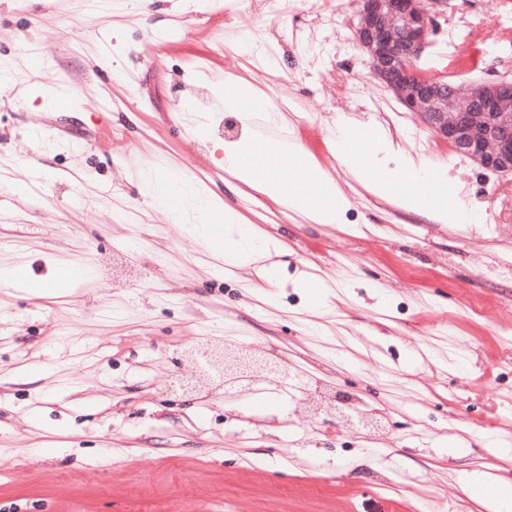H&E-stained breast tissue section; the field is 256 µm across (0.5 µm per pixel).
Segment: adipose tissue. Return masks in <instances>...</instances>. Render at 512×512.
<instances>
[{
  "label": "adipose tissue",
  "mask_w": 512,
  "mask_h": 512,
  "mask_svg": "<svg viewBox=\"0 0 512 512\" xmlns=\"http://www.w3.org/2000/svg\"><path fill=\"white\" fill-rule=\"evenodd\" d=\"M332 147L347 169L358 174L369 169L376 177L369 185L372 193L392 196L404 210L425 213L436 223L463 226L478 223V216L468 212L462 203H449L446 172L433 170L422 158L406 157L399 170L384 167L385 156L394 151L393 140L384 130H376L365 154H358L348 124L337 125L332 136ZM276 156H267L265 164L246 163L238 151L224 154L225 170L271 198H285L289 209L304 213L316 224L341 223L348 200L335 180L317 166H306L300 184L291 192H283L277 180L265 177L264 169H277ZM428 185L430 199L405 190L408 182ZM194 230L204 239L220 235L224 238V262L231 266H246L266 257L277 248L276 242L259 235L252 226L243 224L233 214H225L223 224H198Z\"/></svg>",
  "instance_id": "1"
}]
</instances>
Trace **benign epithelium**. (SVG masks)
I'll return each instance as SVG.
<instances>
[{
	"mask_svg": "<svg viewBox=\"0 0 512 512\" xmlns=\"http://www.w3.org/2000/svg\"><path fill=\"white\" fill-rule=\"evenodd\" d=\"M435 28L434 15L415 0H363L358 42L370 65L409 112L479 166L512 175V81L482 83L460 103L448 80L417 69ZM282 365L246 357L234 378L262 375L276 379Z\"/></svg>",
	"mask_w": 512,
	"mask_h": 512,
	"instance_id": "benign-epithelium-1",
	"label": "benign epithelium"
}]
</instances>
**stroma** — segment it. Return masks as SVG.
Here are the masks:
<instances>
[{"instance_id": "stroma-1", "label": "stroma", "mask_w": 512, "mask_h": 512, "mask_svg": "<svg viewBox=\"0 0 512 512\" xmlns=\"http://www.w3.org/2000/svg\"><path fill=\"white\" fill-rule=\"evenodd\" d=\"M0 0V512H486L471 472L512 486V177L453 153L374 75L360 0ZM506 0H448L422 58L466 87L512 79ZM258 91L350 205L313 224L237 182L246 135L224 83ZM376 124L446 169L478 224L367 192L330 142ZM193 186L278 244L224 245L154 197ZM259 346L284 382L186 389V349ZM383 429L299 418L297 381ZM468 441L456 452L453 440Z\"/></svg>"}]
</instances>
